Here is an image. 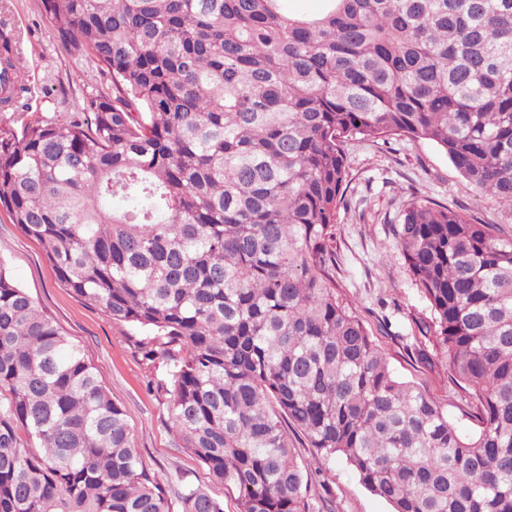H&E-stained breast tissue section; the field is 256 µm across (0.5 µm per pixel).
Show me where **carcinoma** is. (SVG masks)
Instances as JSON below:
<instances>
[{
    "mask_svg": "<svg viewBox=\"0 0 512 512\" xmlns=\"http://www.w3.org/2000/svg\"><path fill=\"white\" fill-rule=\"evenodd\" d=\"M283 2L42 0L112 91L83 122L0 128V210L145 333L172 428L239 512H312L288 426L392 512H512V237L419 197L393 229L479 403L472 436L393 374L333 249L353 137L431 142L512 214V0ZM15 53L0 24V67ZM1 391L0 512H224L146 469L96 367L0 262Z\"/></svg>",
    "mask_w": 512,
    "mask_h": 512,
    "instance_id": "cac0c4a2",
    "label": "carcinoma"
}]
</instances>
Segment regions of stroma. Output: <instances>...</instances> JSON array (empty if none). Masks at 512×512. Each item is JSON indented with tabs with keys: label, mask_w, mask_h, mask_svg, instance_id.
<instances>
[{
	"label": "stroma",
	"mask_w": 512,
	"mask_h": 512,
	"mask_svg": "<svg viewBox=\"0 0 512 512\" xmlns=\"http://www.w3.org/2000/svg\"><path fill=\"white\" fill-rule=\"evenodd\" d=\"M0 22L18 34L27 75L26 92L13 109L0 114V126L18 132L43 117L77 120L81 114L76 104L85 94L111 89L107 69L61 46L41 0H0ZM344 149L350 183L336 226V281L396 376L433 397L462 434H473L478 429L476 404L455 382L435 336L426 331L430 309L394 247L392 229L403 205L415 195L446 204L477 223L496 225L506 237L512 235V213L464 189L459 172L432 143L404 137L352 139ZM0 260L100 371L126 414L131 441L146 468L163 482L177 474L203 485L223 501L224 512H237L235 493L211 482L172 430L167 395L157 384L160 372L139 345L142 332L64 288L39 244L3 215ZM293 443L299 460L315 473L317 512H390L344 460L315 457L302 437H294Z\"/></svg>",
	"instance_id": "obj_1"
}]
</instances>
